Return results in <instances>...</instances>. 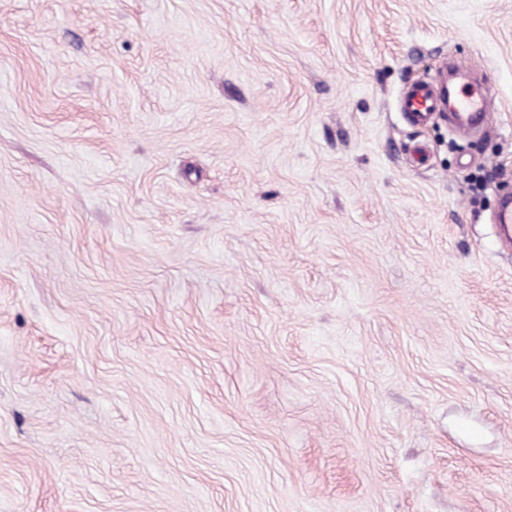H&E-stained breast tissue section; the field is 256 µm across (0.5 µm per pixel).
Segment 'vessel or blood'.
Masks as SVG:
<instances>
[{"instance_id":"obj_1","label":"vessel or blood","mask_w":512,"mask_h":512,"mask_svg":"<svg viewBox=\"0 0 512 512\" xmlns=\"http://www.w3.org/2000/svg\"><path fill=\"white\" fill-rule=\"evenodd\" d=\"M451 108L458 133L466 134L477 126L491 121L494 101L485 92L474 89L469 82L460 81L451 101H444L435 95L429 86L417 84L410 87L403 99V109L418 123L424 122L430 114L444 108Z\"/></svg>"}]
</instances>
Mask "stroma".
Returning a JSON list of instances; mask_svg holds the SVG:
<instances>
[{
	"instance_id": "obj_1",
	"label": "stroma",
	"mask_w": 512,
	"mask_h": 512,
	"mask_svg": "<svg viewBox=\"0 0 512 512\" xmlns=\"http://www.w3.org/2000/svg\"><path fill=\"white\" fill-rule=\"evenodd\" d=\"M510 191L512 0H0V512H512ZM403 109L418 123L424 122L433 112L451 109L457 132L468 134L477 126L491 121L494 101L484 91L474 89L469 82L461 80L450 104L437 97L429 86L417 84L407 90Z\"/></svg>"
}]
</instances>
